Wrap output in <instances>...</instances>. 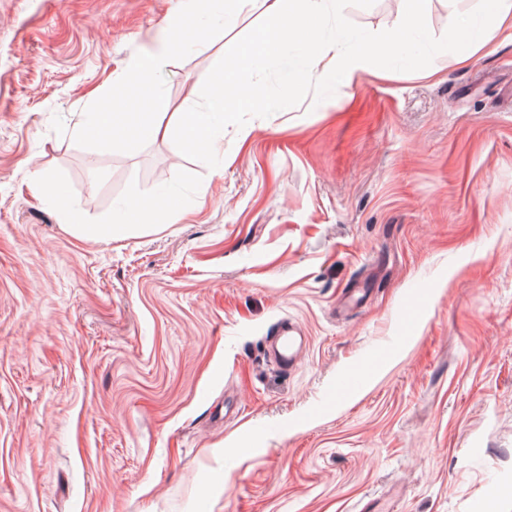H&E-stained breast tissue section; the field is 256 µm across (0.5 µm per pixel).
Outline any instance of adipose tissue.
I'll list each match as a JSON object with an SVG mask.
<instances>
[{"label": "adipose tissue", "mask_w": 512, "mask_h": 512, "mask_svg": "<svg viewBox=\"0 0 512 512\" xmlns=\"http://www.w3.org/2000/svg\"><path fill=\"white\" fill-rule=\"evenodd\" d=\"M485 8L448 31V48L458 62L489 47L495 33L512 37V0H484Z\"/></svg>", "instance_id": "1"}]
</instances>
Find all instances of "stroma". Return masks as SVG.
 Returning <instances> with one entry per match:
<instances>
[{"label": "stroma", "instance_id": "1", "mask_svg": "<svg viewBox=\"0 0 512 512\" xmlns=\"http://www.w3.org/2000/svg\"><path fill=\"white\" fill-rule=\"evenodd\" d=\"M181 5L0 0V512H512V42L226 129L220 170L78 146ZM262 18L164 66L162 124ZM278 339L273 348L274 356L284 366L288 367L294 359L296 345L294 325L283 320L277 330Z\"/></svg>", "mask_w": 512, "mask_h": 512}]
</instances>
